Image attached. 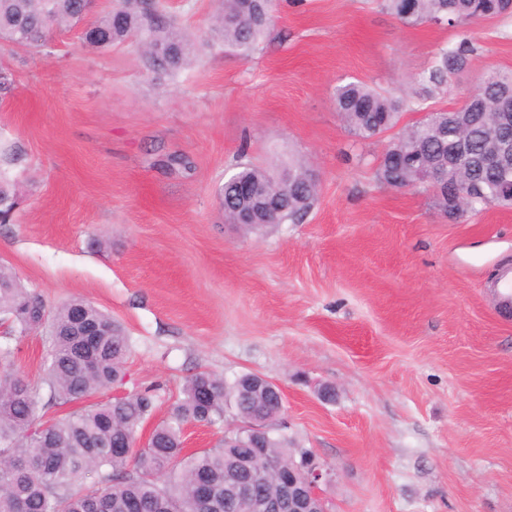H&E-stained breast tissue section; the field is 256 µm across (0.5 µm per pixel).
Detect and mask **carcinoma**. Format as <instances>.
Segmentation results:
<instances>
[{"label": "carcinoma", "instance_id": "1", "mask_svg": "<svg viewBox=\"0 0 512 512\" xmlns=\"http://www.w3.org/2000/svg\"><path fill=\"white\" fill-rule=\"evenodd\" d=\"M386 8L407 26L425 23L458 28L481 20L512 13L507 0H385ZM272 0H264L266 17H256L244 0H223L218 35L224 43L248 53L272 21ZM82 0H0V39L26 47L44 44L51 29L72 27L80 20ZM84 43L105 49L135 39L143 46L146 70L156 67L151 47L175 48L163 72L174 74L184 68L191 55L189 35L177 26L176 19L163 7H155L146 19L140 0H117L116 6L81 32ZM474 52L466 36L439 49L436 64L418 81V89L408 99L379 93L364 84L350 82L336 88V110L350 132L362 141L392 129L399 113L408 108L422 110L434 92L448 85L451 76L467 65ZM512 97V71H493L483 76L472 94L487 102L486 115L470 130V179L478 188L460 218L478 205L504 203L496 190L498 175L482 171L478 159L496 139L500 127L492 112L494 100L502 94ZM448 110L430 111L392 140L380 158L378 174L387 185L399 188L395 167L385 156L417 151L428 159V167L409 171L400 178L426 183L430 170L448 157L450 137ZM291 179L288 211L275 222H301L306 212L295 210L299 197L307 196L311 208L317 190L309 188L304 165L297 163L283 171ZM242 181L264 187L278 183L266 171L246 167L233 174ZM237 201L232 183H224V216L234 219ZM39 300L7 270L0 268V321L9 324L13 339L22 340L33 330L22 315ZM69 304L53 314L50 348L41 385L31 383L11 361L12 350L0 349V512H213L224 510V471L232 468L247 453L245 448H226L219 441L211 448L183 454V425L202 422L209 427H224V408L228 396L240 397L236 408L240 419H256L276 414L273 398L250 392L241 378L227 383L224 378L200 371L185 383L182 396L172 405L167 418L157 423L143 447L136 446L139 429L155 409L151 390L123 398L86 403L54 421L43 416L52 407L88 398L112 390L126 376L125 364L130 352L124 328L110 316L91 307L93 318L112 324V335L96 337V351L89 360L81 352L82 337L65 332ZM206 385L212 392L210 411L199 412L193 397L195 389ZM120 442L131 445L127 455H116L112 448ZM272 460L288 461L301 448L285 439L269 437L264 441ZM205 473L212 479L216 503H201L195 496L192 476Z\"/></svg>", "mask_w": 512, "mask_h": 512}]
</instances>
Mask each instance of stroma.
Listing matches in <instances>:
<instances>
[{
    "label": "stroma",
    "mask_w": 512,
    "mask_h": 512,
    "mask_svg": "<svg viewBox=\"0 0 512 512\" xmlns=\"http://www.w3.org/2000/svg\"><path fill=\"white\" fill-rule=\"evenodd\" d=\"M196 40L154 74L135 42L0 45V175L16 196L0 267L48 312L83 299L125 328L124 392L157 390L165 418L206 370L283 391L273 436L334 469L330 512H512V311L489 284L512 264V208L449 218L432 192L387 187L390 134L362 142L337 86L411 97L440 46H475L454 107L512 69V16L463 30L408 27L382 0H277L250 56L203 40L219 0H161ZM307 162L319 184L299 224L225 223L224 182L244 165ZM10 346L40 382L47 326Z\"/></svg>",
    "instance_id": "stroma-1"
}]
</instances>
